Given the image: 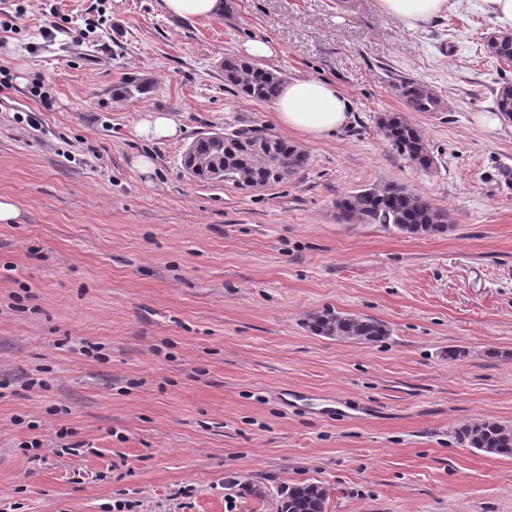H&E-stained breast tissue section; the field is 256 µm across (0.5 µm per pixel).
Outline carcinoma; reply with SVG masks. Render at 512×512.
<instances>
[{
	"label": "carcinoma",
	"mask_w": 512,
	"mask_h": 512,
	"mask_svg": "<svg viewBox=\"0 0 512 512\" xmlns=\"http://www.w3.org/2000/svg\"><path fill=\"white\" fill-rule=\"evenodd\" d=\"M490 55L498 60L512 62V34L502 33L487 44ZM224 83L243 96L260 102H273L279 95L285 77L256 63L226 56L222 62ZM403 95L415 112H435L441 100L421 83L407 82ZM496 111L512 118V82L503 83L495 96ZM385 139L408 161L422 169L433 163L432 151L421 131L398 113L381 118ZM228 135L246 141L254 148L237 152L223 147L208 136L194 140L196 149L224 166V180L242 189H258L282 183L308 166V154L287 139L279 136L269 145L259 131L236 128ZM336 205L343 207L349 217L364 224L392 226L408 234L442 235L450 230L448 214L434 206L425 197L406 186L389 183L361 190L342 197ZM305 326L316 336H334L338 339L375 343L389 335L387 326L373 318L331 311L313 313ZM457 441L467 447L501 457H512V424L497 420H482L464 424L455 430ZM330 489L321 482H303L280 491L278 512H326Z\"/></svg>",
	"instance_id": "cac0c4a2"
}]
</instances>
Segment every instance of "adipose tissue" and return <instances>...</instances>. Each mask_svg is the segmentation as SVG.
Listing matches in <instances>:
<instances>
[{"mask_svg": "<svg viewBox=\"0 0 512 512\" xmlns=\"http://www.w3.org/2000/svg\"><path fill=\"white\" fill-rule=\"evenodd\" d=\"M381 12L410 29L418 28L448 8V0H378ZM349 99L335 84L317 78H296L282 86L273 105L278 126L309 139L346 126L350 120Z\"/></svg>", "mask_w": 512, "mask_h": 512, "instance_id": "ef3b65f1", "label": "adipose tissue"}]
</instances>
